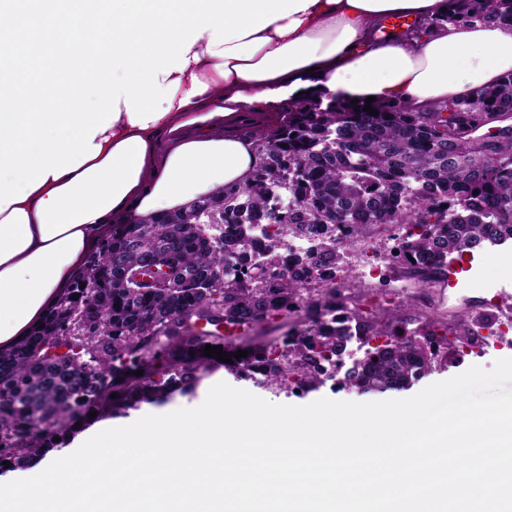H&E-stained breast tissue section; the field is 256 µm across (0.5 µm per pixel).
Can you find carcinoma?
I'll use <instances>...</instances> for the list:
<instances>
[{
	"label": "carcinoma",
	"mask_w": 512,
	"mask_h": 512,
	"mask_svg": "<svg viewBox=\"0 0 512 512\" xmlns=\"http://www.w3.org/2000/svg\"><path fill=\"white\" fill-rule=\"evenodd\" d=\"M448 2L450 13L403 33L512 25V0ZM364 106L324 92L290 102L256 133L257 162L243 186L112 225L44 327L0 352L1 472L64 447L91 411L117 416L135 396L159 403L194 388L208 364L204 347L224 344L194 332L199 318L262 337L246 357L228 351V367L272 384L317 387L354 337L382 344L348 371L351 387L401 391L432 369L431 335L398 317L355 309L336 318V272L353 242L389 224L406 230L411 258L399 268L422 283L447 279L454 254L512 240V72L427 111L373 103L374 116ZM290 238L312 242L292 269L281 261ZM159 360L169 368L162 382L153 379Z\"/></svg>",
	"instance_id": "obj_1"
}]
</instances>
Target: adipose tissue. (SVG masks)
<instances>
[{
  "label": "adipose tissue",
  "instance_id": "1",
  "mask_svg": "<svg viewBox=\"0 0 512 512\" xmlns=\"http://www.w3.org/2000/svg\"><path fill=\"white\" fill-rule=\"evenodd\" d=\"M448 0H0V351L42 323L113 220L242 186L247 126L301 92L431 106L512 71V26L375 24ZM99 109H81L85 84Z\"/></svg>",
  "mask_w": 512,
  "mask_h": 512
}]
</instances>
